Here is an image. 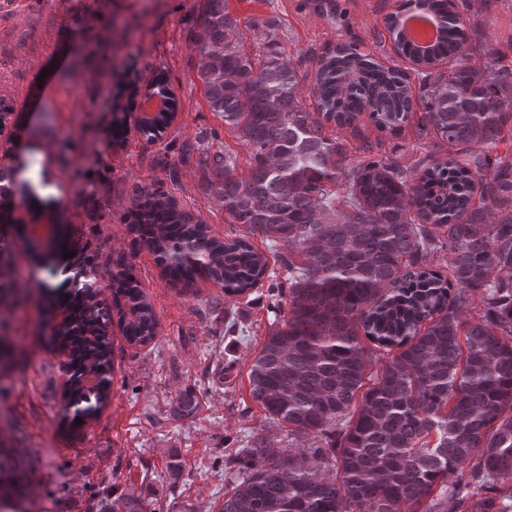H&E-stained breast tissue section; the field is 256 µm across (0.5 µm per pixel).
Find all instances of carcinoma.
Masks as SVG:
<instances>
[{
    "mask_svg": "<svg viewBox=\"0 0 512 512\" xmlns=\"http://www.w3.org/2000/svg\"><path fill=\"white\" fill-rule=\"evenodd\" d=\"M454 0H404L387 18L408 73L353 48L318 59L302 106L296 68L275 37L252 56L232 43L238 19L227 0H204L200 75L211 111L249 146L251 175L233 176L227 154L224 212L274 245L288 276V313L248 372L250 395L266 417L307 441L292 451L259 439L239 451L241 480L223 512H512V64L498 51L475 64L458 56L467 31ZM416 11L437 22L432 53L405 35ZM456 56L448 72L433 68ZM425 120L448 143V158L410 166L367 155L349 166L345 142L325 124L368 114L398 132L410 118L412 77ZM158 112L138 128L163 136ZM13 171L0 169V227L13 224ZM480 203L473 205L474 194ZM133 231L167 265L174 281L199 273L242 295L268 271L250 241L211 237L169 195L138 202ZM0 232V301L15 299L17 274ZM448 252V274L431 268ZM480 301L473 319L462 312ZM75 321L51 340L69 349L70 422L109 399L108 328L117 313L127 341L144 344L158 321L125 257L115 261L112 303L78 293ZM397 353L372 371L362 339ZM94 370L101 390H85ZM27 466L0 448V512H28Z\"/></svg>",
    "mask_w": 512,
    "mask_h": 512,
    "instance_id": "cac0c4a2",
    "label": "carcinoma"
}]
</instances>
